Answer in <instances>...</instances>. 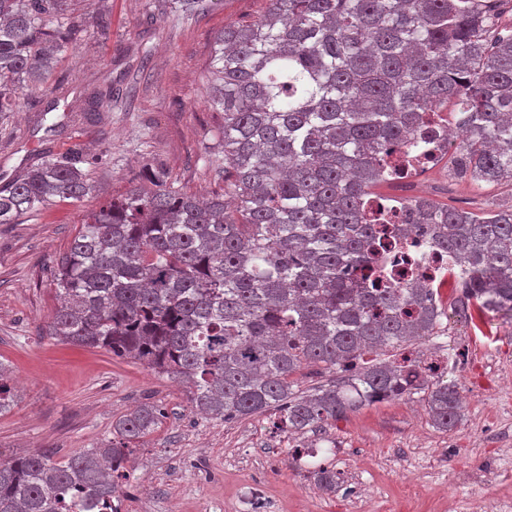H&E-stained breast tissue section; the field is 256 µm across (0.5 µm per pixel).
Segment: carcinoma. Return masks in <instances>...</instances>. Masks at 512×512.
I'll use <instances>...</instances> for the list:
<instances>
[{
    "mask_svg": "<svg viewBox=\"0 0 512 512\" xmlns=\"http://www.w3.org/2000/svg\"><path fill=\"white\" fill-rule=\"evenodd\" d=\"M75 0H0V113L55 69ZM158 10L208 0H156ZM503 0H269L257 20L224 27L211 89L224 113V189L207 202L157 170L151 187L102 205L54 272L51 335L136 358L188 384L208 419L270 414L306 433L364 406L426 392L433 426L462 420L448 363L380 352L433 336V289L378 265L404 253L381 196L391 154L423 150L418 132L450 104L461 114L454 174L512 185V18ZM112 89L90 94L87 112ZM79 154L34 164L0 190V224L54 198L93 191ZM410 223L448 256L458 302L512 321V208L469 212L404 203ZM336 383L294 389L306 369ZM0 365V413L12 402ZM145 402L114 440L62 462L39 452L0 460V512H118L131 446L162 425Z\"/></svg>",
    "mask_w": 512,
    "mask_h": 512,
    "instance_id": "obj_1",
    "label": "carcinoma"
}]
</instances>
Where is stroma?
I'll use <instances>...</instances> for the list:
<instances>
[{
  "label": "stroma",
  "instance_id": "1",
  "mask_svg": "<svg viewBox=\"0 0 512 512\" xmlns=\"http://www.w3.org/2000/svg\"><path fill=\"white\" fill-rule=\"evenodd\" d=\"M267 8L268 0H210L203 12L177 18L155 12L152 0H83L52 78L0 114V189L40 158L76 149L95 186L81 201L58 198L0 224V364L14 386L0 413V455L37 450L65 460L111 440L113 420L148 400L166 417L131 456L117 492L135 510L243 512L251 488L264 491L270 512H469L477 493L491 504L512 502V480L471 478L506 466L501 451L512 449V325L467 317L455 289L442 294L438 333L421 345L447 359L464 400V417L448 432L432 426L420 393L303 435L277 430L267 414L208 420L191 410L176 378L50 334L53 267L91 212L155 167L197 198L221 190L223 115L209 93L214 48L225 26ZM102 14L112 23L106 39L96 26ZM96 88L114 96L91 123L84 109ZM378 191L477 213L512 206L511 186L459 180L448 157L421 181ZM311 443L315 456L295 457L296 447ZM317 466L336 470V491L314 483Z\"/></svg>",
  "mask_w": 512,
  "mask_h": 512
}]
</instances>
